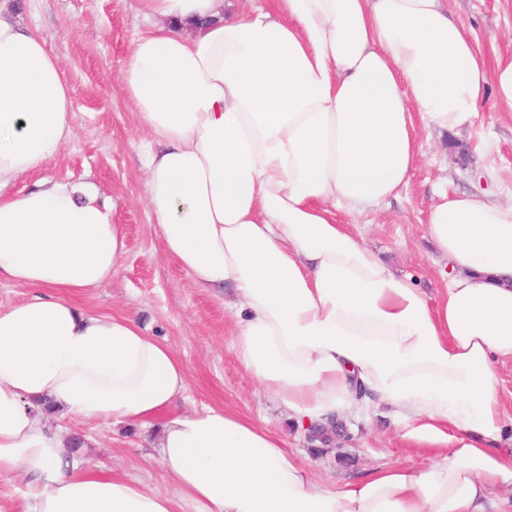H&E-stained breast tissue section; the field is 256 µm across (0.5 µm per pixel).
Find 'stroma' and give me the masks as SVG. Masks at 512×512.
I'll use <instances>...</instances> for the list:
<instances>
[{
	"label": "stroma",
	"mask_w": 512,
	"mask_h": 512,
	"mask_svg": "<svg viewBox=\"0 0 512 512\" xmlns=\"http://www.w3.org/2000/svg\"><path fill=\"white\" fill-rule=\"evenodd\" d=\"M8 4L14 17L36 29L57 53L73 89L71 143L22 184L90 181L102 199L113 203L126 234L123 264L78 301L91 312L133 317L143 332L172 350L186 369L188 387L171 412L226 408L252 418L325 480L360 476L383 464L421 466L439 455V448L408 437L384 405L367 415H345L347 439L313 452L280 400L240 367L232 350L234 320L223 293L194 286L190 275L166 255L148 215L140 156L143 133L120 84L136 33L151 26L137 14L135 0ZM450 5L488 62L512 55V0H450ZM420 139L422 156L399 198L381 210L343 214L339 220L362 233L399 275L432 294L443 288L448 268L427 237L425 211L443 187L492 200L512 198V112L490 100L473 125L454 132L424 130ZM163 421L160 415L143 424L85 421L60 409L43 417L45 426L61 436L83 437L79 470L125 476L162 492L167 486L154 455Z\"/></svg>",
	"instance_id": "stroma-1"
}]
</instances>
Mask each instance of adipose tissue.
<instances>
[{
	"instance_id": "obj_1",
	"label": "adipose tissue",
	"mask_w": 512,
	"mask_h": 512,
	"mask_svg": "<svg viewBox=\"0 0 512 512\" xmlns=\"http://www.w3.org/2000/svg\"><path fill=\"white\" fill-rule=\"evenodd\" d=\"M160 26L120 75L167 254L201 290L229 287L240 366L298 428L387 405L409 436L448 445L424 466L317 481L269 429L208 408L168 418L170 492L73 474L45 403L138 423L187 388L182 363L134 319L89 312L126 254L94 186L17 181L72 139V90L37 32L0 9V474L29 479L28 512H501L497 363L512 360V202L440 191L426 231L453 270L437 295L397 275L338 214L399 197L420 130L512 109V58L487 65L449 0H136Z\"/></svg>"
}]
</instances>
